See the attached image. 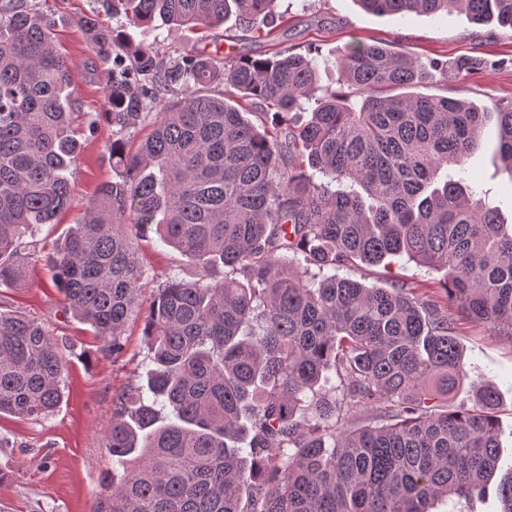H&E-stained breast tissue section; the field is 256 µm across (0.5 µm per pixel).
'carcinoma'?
Segmentation results:
<instances>
[{
	"label": "carcinoma",
	"instance_id": "cac0c4a2",
	"mask_svg": "<svg viewBox=\"0 0 512 512\" xmlns=\"http://www.w3.org/2000/svg\"><path fill=\"white\" fill-rule=\"evenodd\" d=\"M109 1L134 27L160 17L216 28L234 15L253 31L277 7ZM357 2L376 15L459 10L512 30V0ZM84 30L97 59L111 63L98 75L118 179L99 187L83 222L47 256L68 310L116 360L140 314L138 239L153 228L196 268L155 290L144 318L153 368L113 402L112 478L93 512H430L483 494L502 468L497 389L474 382L472 406L435 405L466 378L457 321L403 281L368 286L339 271L414 261L443 273L439 284L465 317L512 337V227L466 168L492 121L512 173V106L486 112L413 94L422 67L374 43L336 58L357 105L332 90L305 114L317 91L310 51L174 58L93 15ZM212 86L222 93L199 94ZM233 98L251 101L260 122ZM153 108L152 131L133 153L128 135ZM78 112L55 21L28 0H5L0 287L25 282L33 227L70 201ZM65 370L43 323L0 311V414L52 413ZM368 408L383 424L356 427ZM496 493L500 512H512V466Z\"/></svg>",
	"mask_w": 512,
	"mask_h": 512
}]
</instances>
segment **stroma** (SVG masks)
Wrapping results in <instances>:
<instances>
[{
    "label": "stroma",
    "mask_w": 512,
    "mask_h": 512,
    "mask_svg": "<svg viewBox=\"0 0 512 512\" xmlns=\"http://www.w3.org/2000/svg\"><path fill=\"white\" fill-rule=\"evenodd\" d=\"M36 2L54 17L58 41L77 80L81 150L69 171L70 206L53 223L36 225L39 254L29 265L27 283L0 288V310L20 312L46 324L67 356V368L64 398L53 413L36 420L0 416V512H90L112 476V456L105 439L112 405L120 394L145 384L151 363L141 318L129 321L125 352L120 359H112L90 327L67 311L65 297L46 264L47 256L81 220L87 200L113 177L107 152L112 125L102 86L90 70L93 53L81 26L96 0ZM279 7L286 15L274 21L270 35L243 32L233 19L218 28L159 21L147 31L126 29L134 43L170 55L193 48L224 57L232 52L267 55L283 48L303 53L312 47L318 53V86L329 90L339 86L336 58L346 47L381 42L428 65L429 72L417 88L420 94L464 99L488 112L512 104V31L497 24L457 12L448 16L375 15L364 11L358 0H279ZM466 58L475 60V67L460 69V61ZM495 147L496 129L486 127L482 147L468 168L479 189L487 192L490 202L511 222L512 176L496 159ZM138 257L147 275L140 297L144 310L160 284L193 272L186 260L154 234L139 240ZM351 276L367 284L385 277L400 279L417 286L419 294L437 302L449 315L458 313L456 302L440 288L439 273L415 262L355 270ZM459 341L467 380L459 385L451 403L472 405L471 382L496 387L503 463L510 466L512 337L490 323L464 319L459 323Z\"/></svg>",
    "instance_id": "35a3bbf8"
}]
</instances>
